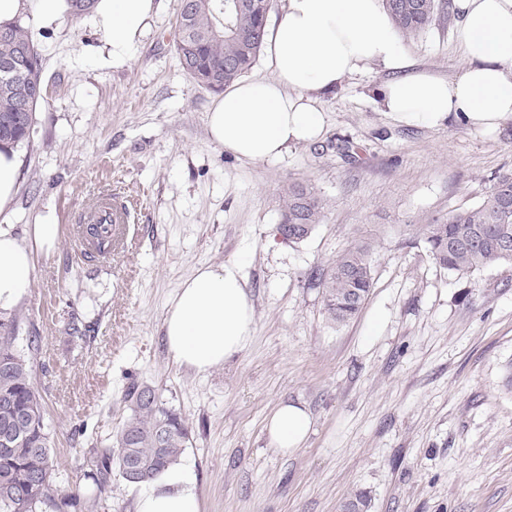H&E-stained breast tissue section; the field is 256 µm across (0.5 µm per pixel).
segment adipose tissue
I'll list each match as a JSON object with an SVG mask.
<instances>
[{"label": "adipose tissue", "instance_id": "adipose-tissue-1", "mask_svg": "<svg viewBox=\"0 0 512 512\" xmlns=\"http://www.w3.org/2000/svg\"><path fill=\"white\" fill-rule=\"evenodd\" d=\"M460 15L455 38L463 62L455 80L410 73L411 61L385 0H285L284 15L268 33L266 80L232 83L206 115L211 142L248 162L277 160L288 148L317 141L324 130L323 100L352 76L379 67L395 77L375 96L383 111L409 126L450 118L495 132L512 121V0H453ZM156 0H98L89 17L103 34L106 60H134ZM70 13L68 0H0V26L28 18L55 29ZM59 227L51 217L31 225L27 241L0 227V309L24 295L36 252H52ZM255 324L253 300L238 262L200 265L167 305L166 350L178 365L206 373L246 347ZM312 420L284 402L265 430L275 451L288 456L305 443ZM135 512H201L191 463H178L139 483Z\"/></svg>", "mask_w": 512, "mask_h": 512}]
</instances>
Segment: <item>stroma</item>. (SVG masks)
<instances>
[{"instance_id": "stroma-1", "label": "stroma", "mask_w": 512, "mask_h": 512, "mask_svg": "<svg viewBox=\"0 0 512 512\" xmlns=\"http://www.w3.org/2000/svg\"><path fill=\"white\" fill-rule=\"evenodd\" d=\"M175 19L176 0H160L119 69L100 64L104 39L84 19L33 35L47 101L18 147L19 192L0 224L23 240L40 216L65 224L106 192L133 208L107 261L79 258L60 232L11 311L61 492L90 487L87 458L111 446L128 387L145 384L189 427L201 512H339L358 492L370 512H512V266L453 273L412 233L479 203L512 169V122L490 135L451 119L401 124L375 100L390 78L375 68L326 97L319 141L240 161L209 138L217 95L180 68ZM457 22L404 39L413 72L455 78ZM295 182L325 208L310 237L288 243L277 226ZM359 244L373 284L339 325L310 273ZM238 260L255 308L248 345L204 374L179 366L162 331L169 300L196 267ZM283 401L312 418L288 456L265 431Z\"/></svg>"}]
</instances>
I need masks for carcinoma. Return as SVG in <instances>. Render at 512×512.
<instances>
[{
    "instance_id": "1",
    "label": "carcinoma",
    "mask_w": 512,
    "mask_h": 512,
    "mask_svg": "<svg viewBox=\"0 0 512 512\" xmlns=\"http://www.w3.org/2000/svg\"><path fill=\"white\" fill-rule=\"evenodd\" d=\"M177 0L172 46L182 70L197 84L212 91L242 77L264 45L267 13L272 0H193L191 14ZM404 37L431 26L447 8L445 0H385ZM34 43L28 27L17 22L0 27V142L17 146L30 136L33 115L45 98H32V89L45 84L39 53L20 57L16 48ZM231 60L232 65L224 66ZM512 171L498 174L483 199L458 210L445 221L414 225V234L428 245L442 268L468 274L486 267L512 265ZM325 204L313 188L294 183L288 187L282 216L288 224V242L308 238L320 223ZM86 234L94 249L112 248V227L89 224ZM369 248L360 245L336 257L326 268L312 271L311 279L323 288L325 310L336 323L354 318L372 287ZM18 326L0 314V448L11 440V453L0 452V512H54L79 506L91 512L109 486L112 469L121 477L135 471L138 480L150 478L178 462L190 432L182 417L162 406L147 385H133L126 395L130 415L118 430L113 445L89 459L93 490L62 495L54 480L49 434L41 393L31 382L24 351L16 346ZM369 497L359 493L345 500L340 512H370Z\"/></svg>"
}]
</instances>
